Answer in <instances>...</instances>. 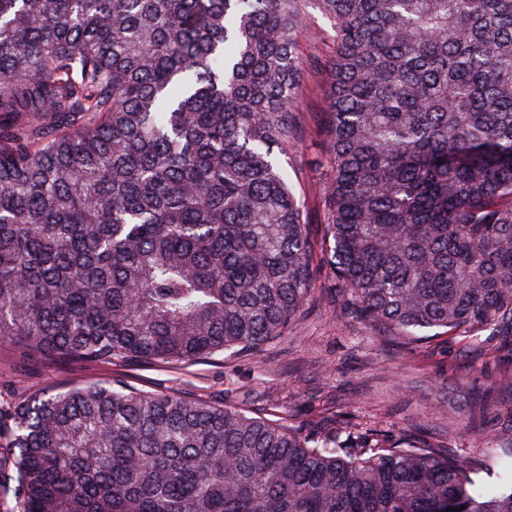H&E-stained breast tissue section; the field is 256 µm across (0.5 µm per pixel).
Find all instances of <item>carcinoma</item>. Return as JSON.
<instances>
[{
    "label": "carcinoma",
    "instance_id": "carcinoma-1",
    "mask_svg": "<svg viewBox=\"0 0 512 512\" xmlns=\"http://www.w3.org/2000/svg\"><path fill=\"white\" fill-rule=\"evenodd\" d=\"M335 47L321 241L293 147L308 9ZM404 350L499 341L512 389V0H0V342L177 365L283 335L314 257ZM5 432L19 512H512V418L467 457L409 426L304 434L115 379ZM16 486H11V482Z\"/></svg>",
    "mask_w": 512,
    "mask_h": 512
}]
</instances>
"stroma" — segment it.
I'll list each match as a JSON object with an SVG mask.
<instances>
[{
  "label": "stroma",
  "instance_id": "obj_1",
  "mask_svg": "<svg viewBox=\"0 0 512 512\" xmlns=\"http://www.w3.org/2000/svg\"><path fill=\"white\" fill-rule=\"evenodd\" d=\"M295 41L305 63L297 100L301 137L282 162L306 207L309 233L317 240L326 219L320 164L327 148L323 117L331 84L327 70L316 62L329 58L333 45L327 23L315 13L297 29ZM476 367L500 414L512 412V392L498 387L492 354L442 335L402 357L393 340L373 338L361 325L348 322L330 295L323 294L283 337L238 356L219 352L170 366L140 361L107 365L54 354L22 356L0 345V411H9L36 390L121 378L141 390L174 392L216 406L229 402L246 411L273 407L306 432L330 427L337 416L359 429L382 431L412 418L424 424L433 442L478 459L499 414L490 415L474 433L453 429L471 403L461 378Z\"/></svg>",
  "mask_w": 512,
  "mask_h": 512
}]
</instances>
